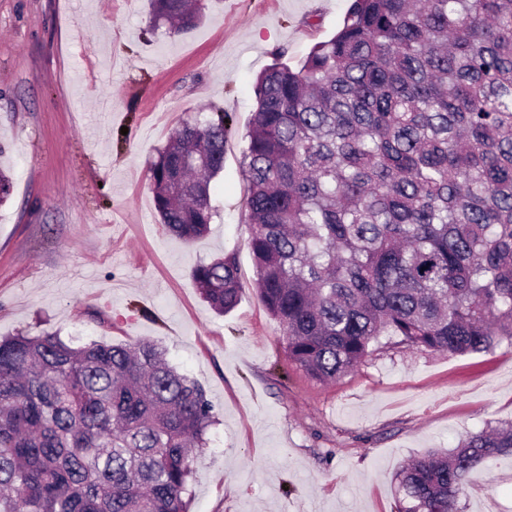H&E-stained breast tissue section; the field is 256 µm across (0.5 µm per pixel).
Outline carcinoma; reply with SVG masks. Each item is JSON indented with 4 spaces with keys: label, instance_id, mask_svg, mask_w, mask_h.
I'll use <instances>...</instances> for the list:
<instances>
[{
    "label": "carcinoma",
    "instance_id": "obj_1",
    "mask_svg": "<svg viewBox=\"0 0 512 512\" xmlns=\"http://www.w3.org/2000/svg\"><path fill=\"white\" fill-rule=\"evenodd\" d=\"M198 0H149L168 35ZM241 169L257 291L288 358L326 382L381 345L450 356L512 345V0H354L296 66L255 84ZM227 115L181 123L150 167L156 213L186 242L216 210ZM219 315L235 252L192 271ZM215 423L156 344L0 340V512H189ZM512 460V423L401 470L408 512H458L470 470Z\"/></svg>",
    "mask_w": 512,
    "mask_h": 512
}]
</instances>
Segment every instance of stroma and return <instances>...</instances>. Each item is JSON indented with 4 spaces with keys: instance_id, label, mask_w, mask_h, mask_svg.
I'll return each instance as SVG.
<instances>
[{
    "instance_id": "stroma-1",
    "label": "stroma",
    "mask_w": 512,
    "mask_h": 512,
    "mask_svg": "<svg viewBox=\"0 0 512 512\" xmlns=\"http://www.w3.org/2000/svg\"><path fill=\"white\" fill-rule=\"evenodd\" d=\"M351 0H206L170 38L148 0H0V336L153 342L217 421L190 512H399L410 459L512 421V344L463 357L385 347L335 382L288 359L255 288L242 135L256 77L297 63ZM229 113L217 217L186 243L160 224L148 165L187 117ZM236 251L240 303L217 316L194 266ZM459 512H512V464L467 477Z\"/></svg>"
}]
</instances>
